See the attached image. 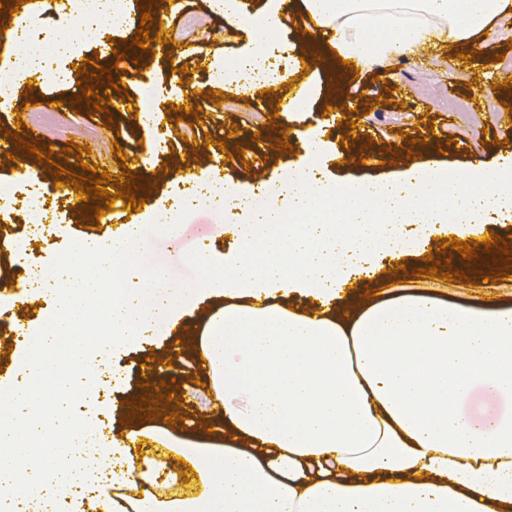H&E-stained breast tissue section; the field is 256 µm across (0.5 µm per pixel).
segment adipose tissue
Here are the masks:
<instances>
[{
    "instance_id": "adipose-tissue-1",
    "label": "adipose tissue",
    "mask_w": 512,
    "mask_h": 512,
    "mask_svg": "<svg viewBox=\"0 0 512 512\" xmlns=\"http://www.w3.org/2000/svg\"><path fill=\"white\" fill-rule=\"evenodd\" d=\"M288 0H263L264 24L225 81L263 89L302 69L292 55L274 67L270 46ZM326 54L363 71L411 60L432 46L483 57L494 21L512 0H299ZM287 138L301 153L295 176L267 189L251 223L246 199L224 192V222L240 250L216 292L223 313L193 341L209 364L213 398L224 404V442L182 447L138 421L129 434L153 443L144 456L111 432L64 418L65 464L29 459L23 442L44 432L37 412L66 413L74 386H92L106 361L84 363L80 301L112 278V338L140 339L153 318L171 319L185 284L109 268L102 246L82 242L50 290L58 314L39 350L21 364L0 415V488L20 469L48 476L51 493L26 512L61 504L92 464L112 479V512H512V306L477 310L427 295L369 298L373 256L400 257L420 237L463 233L512 213V181L500 167L466 171L433 164L384 180L334 183L321 174L325 149L301 125ZM71 367L51 391L41 381L61 339ZM493 401L494 416L477 411Z\"/></svg>"
}]
</instances>
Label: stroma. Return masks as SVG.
I'll return each mask as SVG.
<instances>
[{
    "instance_id": "stroma-1",
    "label": "stroma",
    "mask_w": 512,
    "mask_h": 512,
    "mask_svg": "<svg viewBox=\"0 0 512 512\" xmlns=\"http://www.w3.org/2000/svg\"><path fill=\"white\" fill-rule=\"evenodd\" d=\"M178 13L168 14L169 34L176 45H189L206 51L211 68L235 66L250 48V29H231L217 6V0H180ZM495 34L488 40L489 53L498 55L495 66L489 67L476 59L445 58L444 48L424 51L412 61H394L380 70L379 77L351 68L346 72L347 100L343 102V113L347 120L355 122L357 128L369 129L377 146V157L359 163L349 160L350 142L336 136L326 126L322 107L329 96V72L325 69L310 68L301 72L315 96L308 111L295 114L278 112L277 96L265 91L254 103H236V87L209 79L207 73L190 70L186 79H179L171 73L166 63L149 61L139 65L136 59L138 48H125V41L134 40L136 29L114 31L111 39L116 50L126 51L127 57L117 61L111 57H100L95 45L84 38L71 39L67 54L60 57L55 67L67 72L75 58H101L104 68L119 66L129 73L125 81L128 93H135L144 82H151L157 91V99L163 104L182 103L187 97V85H194L200 97V121L195 124L194 142H185L181 124L167 122L147 126L142 120L132 119L130 113H120L114 125H106L100 112L79 104L77 110H64L63 116L78 129V136L71 134H50L46 143L54 151H61L70 141L88 144L90 155L85 161L91 166L117 173L120 155L137 159L135 173L144 182L153 186L148 199L140 210L130 211V219L146 218L159 209H167L175 202H185L174 230L154 229L146 242L141 243L142 262L146 273L160 271L169 277L188 282L193 287L189 299L177 307V320L173 325L182 335L199 331L206 318L216 312L220 300L211 296V281L200 278L199 268H211L225 272L233 261L239 246L227 233L224 217L217 209L198 204L188 206L191 189L175 174L177 167L189 166L197 181L212 184L217 188L229 187L249 196H256L261 184H275L292 172L298 157L297 151L287 148L274 150L272 141L259 137L255 113L261 112L277 118L279 127L289 122L303 120L305 128L320 134L327 142V148L320 159L323 175L341 182L387 179L399 174L400 170L417 163L432 162L451 169L466 168L476 158L493 166L505 155L512 156V141L500 143L501 133L494 124L467 125L457 116L449 114L448 102L456 99L468 104L475 113H497L505 104H512V91L503 88L502 82L512 74V14L501 15L494 24ZM388 81L395 87L401 101L396 110L386 111L382 119L358 112L360 97L378 96L381 81ZM221 91L217 102H210L209 91ZM250 136L251 141L245 152H234L232 159L222 161L220 141L228 133ZM413 138L411 151L400 150L403 136ZM121 146V154H114V146ZM398 150V161L389 166L380 164L379 156L385 155L387 147ZM13 181L40 188L45 194L46 206L55 211L57 218L51 227V236L35 242L30 253L35 260L52 264L58 256L76 241L90 236L107 240L119 232L116 224L98 225L95 216H87L84 222H76L69 201L55 191V178L44 171L37 159L23 155L21 159L5 161L0 159V182ZM436 242H423L410 256L396 260L387 253H378L373 263L378 270L371 287L378 294H385L397 287L405 293L428 294L450 301H459L480 307L492 300L512 301V273L501 276L494 283L484 282L482 275H471L469 280L446 281L442 277L423 278L417 270L422 259L435 253ZM405 265V272H398V265ZM25 264L11 260L8 276L13 281L12 289L6 290L8 305L0 306V322L10 326L22 325L39 327L46 309L54 306V298L39 300L38 304L23 302L19 283L22 282ZM171 344L168 335L155 336L149 341H130L111 346V361L114 369L123 372L124 377L116 382L106 383L100 401L99 414L102 420L118 424L126 418V403L137 392L142 381L140 365L145 359L164 356Z\"/></svg>"
}]
</instances>
